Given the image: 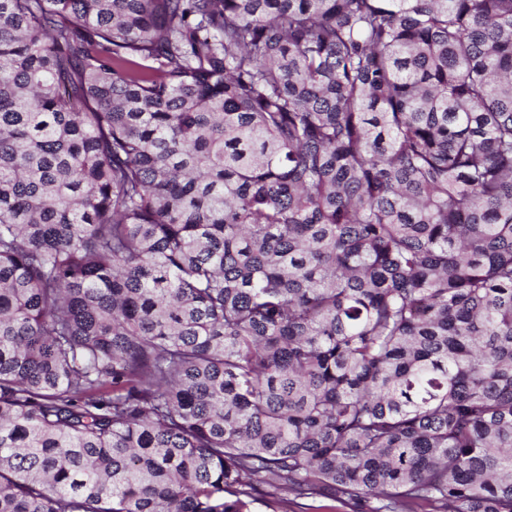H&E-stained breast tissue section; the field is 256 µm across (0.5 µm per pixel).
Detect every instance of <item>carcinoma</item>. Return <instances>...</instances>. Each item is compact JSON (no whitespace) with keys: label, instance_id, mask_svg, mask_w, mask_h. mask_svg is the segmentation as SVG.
Listing matches in <instances>:
<instances>
[{"label":"carcinoma","instance_id":"carcinoma-1","mask_svg":"<svg viewBox=\"0 0 512 512\" xmlns=\"http://www.w3.org/2000/svg\"><path fill=\"white\" fill-rule=\"evenodd\" d=\"M512 512V0H0V512Z\"/></svg>","mask_w":512,"mask_h":512}]
</instances>
